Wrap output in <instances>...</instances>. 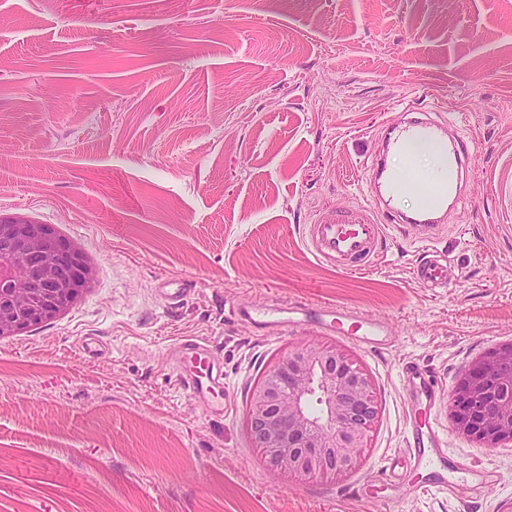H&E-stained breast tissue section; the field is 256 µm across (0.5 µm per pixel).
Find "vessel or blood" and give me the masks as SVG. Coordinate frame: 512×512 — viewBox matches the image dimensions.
Wrapping results in <instances>:
<instances>
[{"mask_svg":"<svg viewBox=\"0 0 512 512\" xmlns=\"http://www.w3.org/2000/svg\"><path fill=\"white\" fill-rule=\"evenodd\" d=\"M383 144L386 157L372 158L370 164L378 200L398 223L416 229L419 241L425 244L416 267L417 279L430 288L447 286L448 267L437 258L431 244L448 214L449 201L464 200L462 176L474 144L465 137L449 135L446 122L419 116L405 117L392 124ZM424 149L440 160L436 176L425 174L415 163L417 153ZM391 156L400 159V167L388 165ZM409 195L415 196L417 203L412 215L395 208L396 201ZM388 230V225L380 223L374 213L358 207L320 215L307 229V242L319 259L345 271H357L380 255L387 244ZM235 314L257 328L283 332L307 323L321 332L343 335L372 351L386 349L393 341L385 322L332 307L286 310L256 304L237 308ZM168 357L179 370L183 385L195 397L211 401L213 410L219 414H233L235 401L225 393L219 375L214 372L208 342L198 338L178 340L170 346ZM403 386L409 406L422 408L419 423L407 439L409 456L415 467L437 475L440 490H450L448 473L454 463L446 452L438 423L430 419L436 380L412 363L403 369Z\"/></svg>","mask_w":512,"mask_h":512,"instance_id":"1","label":"vessel or blood"}]
</instances>
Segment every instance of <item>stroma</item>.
<instances>
[{
  "label": "stroma",
  "mask_w": 512,
  "mask_h": 512,
  "mask_svg": "<svg viewBox=\"0 0 512 512\" xmlns=\"http://www.w3.org/2000/svg\"><path fill=\"white\" fill-rule=\"evenodd\" d=\"M471 138L465 203L434 242L446 288L389 230L362 271L319 260L321 212L375 207L364 158L404 110ZM0 214L50 225L96 279L66 313L0 339V512H501L512 443L459 433L460 370L512 341V0H0ZM192 281L175 307L160 281ZM337 305L388 325L372 352L236 306ZM210 340L235 398L214 414L165 351ZM336 347L379 417L357 470L272 468L250 388L288 348ZM436 377L454 494L414 489L407 363ZM411 484L398 494L392 482Z\"/></svg>",
  "instance_id": "35a3bbf8"
}]
</instances>
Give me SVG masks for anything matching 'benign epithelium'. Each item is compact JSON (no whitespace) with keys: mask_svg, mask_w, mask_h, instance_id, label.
Returning a JSON list of instances; mask_svg holds the SVG:
<instances>
[{"mask_svg":"<svg viewBox=\"0 0 512 512\" xmlns=\"http://www.w3.org/2000/svg\"><path fill=\"white\" fill-rule=\"evenodd\" d=\"M95 279V267L49 225L0 215V339L67 312ZM379 410L371 379L341 350L288 349L254 383L247 423L271 466L328 478L359 465ZM450 417L486 448L512 442V341L461 370Z\"/></svg>","mask_w":512,"mask_h":512,"instance_id":"obj_1","label":"benign epithelium"}]
</instances>
